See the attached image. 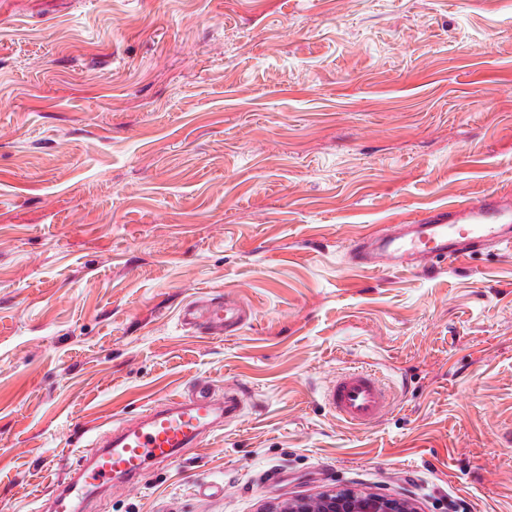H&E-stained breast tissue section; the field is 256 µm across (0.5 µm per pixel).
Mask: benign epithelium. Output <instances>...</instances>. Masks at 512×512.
<instances>
[{
	"mask_svg": "<svg viewBox=\"0 0 512 512\" xmlns=\"http://www.w3.org/2000/svg\"><path fill=\"white\" fill-rule=\"evenodd\" d=\"M260 512H419L410 497L331 488L316 495L275 498Z\"/></svg>",
	"mask_w": 512,
	"mask_h": 512,
	"instance_id": "obj_1",
	"label": "benign epithelium"
}]
</instances>
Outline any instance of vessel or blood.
Segmentation results:
<instances>
[{
	"label": "vessel or blood",
	"instance_id": "obj_1",
	"mask_svg": "<svg viewBox=\"0 0 512 512\" xmlns=\"http://www.w3.org/2000/svg\"><path fill=\"white\" fill-rule=\"evenodd\" d=\"M488 246L512 248V199L494 192L353 239L348 254L353 264L364 268L418 269ZM249 317L239 303L220 296L201 297L180 313L184 326L206 336L235 335ZM324 399L338 420L354 428L373 426L393 403L379 372L364 366L340 372L325 389ZM240 404L238 393L219 400L200 382L189 395L147 408L96 441L94 450L48 496L50 512H89L100 490L133 486L147 465L169 464L183 449L200 447L216 426L238 416Z\"/></svg>",
	"mask_w": 512,
	"mask_h": 512
}]
</instances>
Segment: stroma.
Here are the masks:
<instances>
[{"label": "stroma", "instance_id": "35a3bbf8", "mask_svg": "<svg viewBox=\"0 0 512 512\" xmlns=\"http://www.w3.org/2000/svg\"><path fill=\"white\" fill-rule=\"evenodd\" d=\"M492 191L512 0H0V501L39 512L93 436L204 381L239 416L93 512H512V250L347 257ZM218 293L237 335L181 324ZM358 365L395 394L361 429L321 398ZM260 512H419L411 497L331 488L316 495L274 498Z\"/></svg>", "mask_w": 512, "mask_h": 512}]
</instances>
